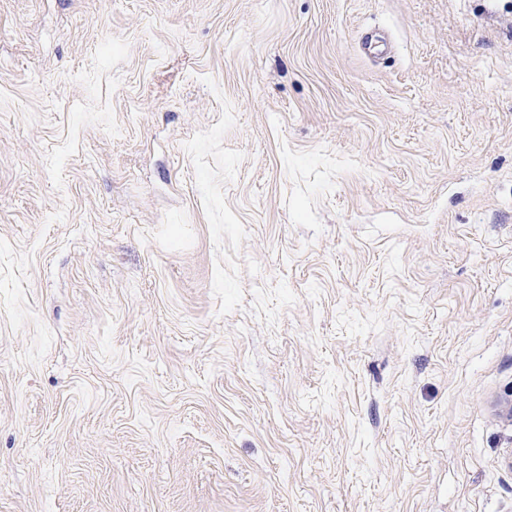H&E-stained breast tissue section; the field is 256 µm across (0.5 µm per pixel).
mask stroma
I'll list each match as a JSON object with an SVG mask.
<instances>
[{"label":"stroma","instance_id":"35a3bbf8","mask_svg":"<svg viewBox=\"0 0 512 512\" xmlns=\"http://www.w3.org/2000/svg\"><path fill=\"white\" fill-rule=\"evenodd\" d=\"M496 390L512 0H0V512H512Z\"/></svg>","mask_w":512,"mask_h":512}]
</instances>
